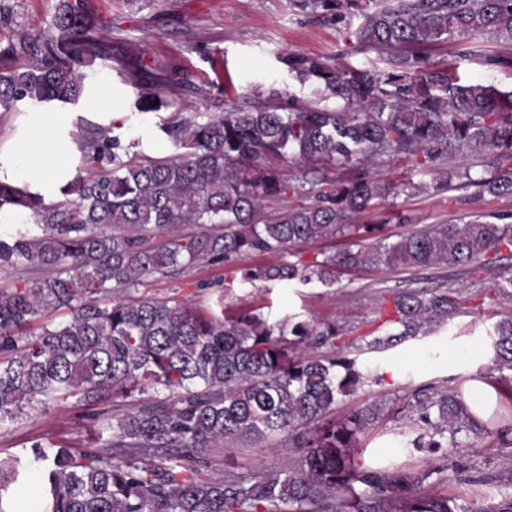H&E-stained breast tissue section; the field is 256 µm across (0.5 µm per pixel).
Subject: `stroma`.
Instances as JSON below:
<instances>
[{"label": "stroma", "instance_id": "obj_1", "mask_svg": "<svg viewBox=\"0 0 512 512\" xmlns=\"http://www.w3.org/2000/svg\"><path fill=\"white\" fill-rule=\"evenodd\" d=\"M96 34L109 44L113 54L145 58L150 66L182 80V87L169 94V106L143 114L134 102L138 87L124 82L109 62L95 61L86 67L90 89L112 91V120L119 125L122 143L137 141V151L150 157L174 154L172 144L159 130L176 108L186 113L209 116L233 107H250L260 102L287 104L288 100L336 107V99H323L316 81L298 82L288 75L281 58L292 52L309 57L345 55L348 62L368 69L384 68L374 53L353 52L335 27L323 25L312 16L293 8L291 0H88ZM58 0H0L10 18L0 24V46H6L13 29L49 28ZM432 61H455L462 80L492 81L512 89V43L476 39L452 41L431 52ZM454 172L447 190L431 191L434 170ZM472 176L491 175L488 155L449 156L435 169L414 166L412 161L372 167L376 178L391 181L400 177L425 185L426 190L410 199L386 198L363 214L361 223L386 222L388 231L397 224L390 212L409 214L412 229L456 221L463 215L495 213L512 217V197L487 201L474 188L464 186L462 171ZM346 240L303 247L282 253L243 254L219 264H200L175 274L147 277L142 284L115 291L113 300L149 297L161 301H187L209 313L239 311L263 306L269 320L299 315L316 324H348L357 334L371 332L376 293L398 288L425 287L440 274H447L450 286L468 284L458 270L376 268L342 270L334 287L316 284L248 283L240 271L250 266L280 261L310 263L325 254L345 248ZM475 301L466 313L421 340H410L382 352H362L359 360L374 367L376 377L354 395L337 403L333 416L342 419L352 410L379 401L385 411L381 420L359 438L361 459L372 468L398 467L416 473L431 472L436 489L457 503L490 512L512 501V385L492 371L493 353L486 328L491 314L512 313V300L483 299L479 285L468 284ZM484 382L501 397L480 433L461 438L458 446L429 454L414 450L410 441L424 425L406 412L414 392L433 394L454 387L469 388ZM153 391L115 396L96 406L76 398L49 405L33 402L13 420L0 424V459L20 457L24 463L23 487L18 500L31 512L44 500L42 463L31 453L33 442L59 448L81 447L87 443L105 447L112 441L109 420L156 399ZM300 450L293 436L280 434L262 442L240 439L211 449L208 470L213 474L240 475L253 471L280 470L298 458Z\"/></svg>", "mask_w": 512, "mask_h": 512}]
</instances>
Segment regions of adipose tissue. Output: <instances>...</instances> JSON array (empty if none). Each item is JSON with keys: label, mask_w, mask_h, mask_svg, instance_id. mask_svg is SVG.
Returning a JSON list of instances; mask_svg holds the SVG:
<instances>
[{"label": "adipose tissue", "mask_w": 512, "mask_h": 512, "mask_svg": "<svg viewBox=\"0 0 512 512\" xmlns=\"http://www.w3.org/2000/svg\"><path fill=\"white\" fill-rule=\"evenodd\" d=\"M80 130L72 112H28L0 148V180L27 185L51 201L76 174Z\"/></svg>", "instance_id": "1"}]
</instances>
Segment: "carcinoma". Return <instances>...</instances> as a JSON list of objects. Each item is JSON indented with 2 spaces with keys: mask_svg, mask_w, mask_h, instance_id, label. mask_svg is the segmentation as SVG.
<instances>
[{
  "mask_svg": "<svg viewBox=\"0 0 512 512\" xmlns=\"http://www.w3.org/2000/svg\"><path fill=\"white\" fill-rule=\"evenodd\" d=\"M59 0L46 30H17L0 47V106L75 108L86 94L83 68L113 62L125 81H141L146 63L109 55L83 10ZM302 12L345 30L357 52L386 57V68L290 54L288 74L316 81L337 108L264 105L233 108L206 120L176 116L161 126L178 154H130L113 130L77 118L78 174L62 198L0 181V213L25 211L40 230L0 237V269L37 271L26 287L0 289V422L23 407L76 397L89 403L132 392L165 391L112 425L108 448L31 445L44 463L45 512H484L435 491L431 473L364 469L359 435L381 419L373 402L342 420L339 398L371 378L354 352H381L432 335L471 300L447 281L391 291L383 334L349 340L351 328H322L290 317L271 322L251 309L216 318L186 301L142 298L99 305L151 275L221 262L244 253L283 252L338 238L346 248L321 261L244 270L250 282L301 280L331 288L341 269L454 267L496 298L512 299V276L495 274L512 256V224L478 219L435 224L395 236L355 217L389 195L423 190L411 181L381 182L377 162L412 160L430 168L448 154L484 152L495 177L462 173L465 185L492 199L512 197V89L462 81L453 64L428 51L448 40L486 36L512 43V0H292ZM33 53L17 67V52ZM134 102L155 111L161 94L182 85L155 74ZM298 171L288 176L283 164ZM295 200L285 208L264 203ZM200 230L184 233L181 226ZM489 277H484V274ZM79 306L71 320L23 338L50 309ZM487 336L499 373H512V315ZM330 345L333 353L319 351ZM426 425L412 447L434 452L476 426L463 391L416 393L408 403ZM306 433L304 452L279 471L248 477L208 474L202 454L238 436L265 440ZM21 460H0V512H11ZM365 487L360 493L357 487Z\"/></svg>",
  "mask_w": 512,
  "mask_h": 512,
  "instance_id": "1",
  "label": "carcinoma"
}]
</instances>
